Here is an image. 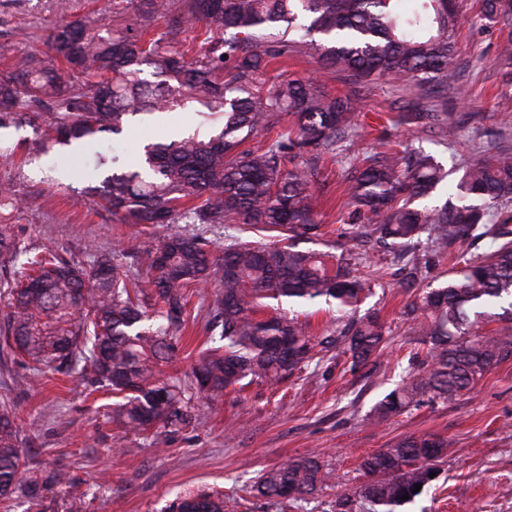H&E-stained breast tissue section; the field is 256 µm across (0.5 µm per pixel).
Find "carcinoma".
<instances>
[{"instance_id":"carcinoma-1","label":"carcinoma","mask_w":512,"mask_h":512,"mask_svg":"<svg viewBox=\"0 0 512 512\" xmlns=\"http://www.w3.org/2000/svg\"><path fill=\"white\" fill-rule=\"evenodd\" d=\"M57 21L43 46L0 65V129L40 126L28 146L39 157L120 135L136 121L178 109L213 116L219 126L163 138L143 146L125 166L112 158L95 164L100 206L123 224H175L153 248L126 263L122 251L96 252L79 265L54 248L22 244L15 225L0 223V267L12 274L0 297L9 313L0 320V353L27 360L33 375H67L118 398L112 419L166 444L192 423L199 399L254 383L277 390L341 344L351 368L365 367L386 342L375 316L353 319L334 336L318 338L284 313L259 310L323 301L339 318L362 302L367 282L352 274L358 249L374 238L407 249L421 242L444 253L455 245L490 239L481 253L460 252L456 277L421 288L406 303L411 332L424 359L374 406L386 420L425 403L453 401L470 392L498 363L512 357V152L469 162L457 183L459 203L422 206L445 178L422 151L377 152L345 171L348 204L362 230L346 236L348 248L300 250L293 239L317 237L313 181L318 164L343 153L358 128V106L329 98L316 81L268 75L270 62L310 50L323 68L357 81L395 78L409 105L420 106L435 82L452 79L463 18L456 0H171L165 27L154 31L141 0ZM481 19L512 18V0H479ZM277 45L261 48L269 30ZM322 36L316 41L312 35ZM398 120L431 130L446 112H401ZM276 130L255 149H242L263 131ZM28 194L0 182V203L19 209ZM242 223L275 228L288 242L249 245L234 238L214 255L200 225ZM209 288V347L191 372L167 373L183 336L191 298ZM18 416L0 399V501L23 499L28 512H46L47 494L71 484L62 468L26 476ZM448 440L411 435L361 458L364 481L336 494L333 512H399L440 473ZM332 472L310 452L262 471L255 497L305 501L329 486ZM409 499H403V495ZM237 500L219 492L186 491L168 512H232Z\"/></svg>"}]
</instances>
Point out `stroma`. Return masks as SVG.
Segmentation results:
<instances>
[{
	"label": "stroma",
	"instance_id": "35a3bbf8",
	"mask_svg": "<svg viewBox=\"0 0 512 512\" xmlns=\"http://www.w3.org/2000/svg\"><path fill=\"white\" fill-rule=\"evenodd\" d=\"M97 3L0 0V57L35 48L50 24ZM461 5V70L452 86L436 90L450 113L447 128L439 131L398 123L405 94L394 80L356 82L319 69L300 53L277 60L285 77L316 79L328 94L353 98L360 106L358 133L345 154L320 166L328 192L317 219L325 234L298 239L299 249L335 251L350 227L343 183L347 161L387 149H422L448 173L432 197L442 204L455 201L456 183L471 159L492 154L497 146L512 148V82L498 56L500 43L512 36V21L479 20L478 0ZM210 129L194 112H173L118 136L101 135L54 162L44 156L21 166L0 157V181L17 180L35 194L11 215L19 236L26 246L56 248L69 259L84 258L93 248L131 255L153 246L164 227L118 223L87 194L83 176L92 170L101 144L127 147L133 155L150 140ZM412 267L418 284L436 286L457 269L453 259L429 256L422 244L402 253L374 243L356 262L371 288L356 314L378 315L388 331L389 344L376 365L349 372L343 348L331 346L317 373L293 376L278 393L253 384L213 402L201 400L198 421L175 434L162 453L144 434L112 422L107 415L112 395L88 393L61 375L32 379L21 358L1 357L0 395H9L21 414L28 474L58 464L70 469L72 485L50 502L51 512H166L185 491H239L263 469L310 451L335 473L336 484L296 505L249 496L240 512H331L338 490L360 481L362 455L426 433L446 438L450 453L440 464V480L406 512H512V359L496 365L464 399L427 403L386 421L371 418L375 403L420 349L404 313L405 277Z\"/></svg>",
	"mask_w": 512,
	"mask_h": 512
}]
</instances>
